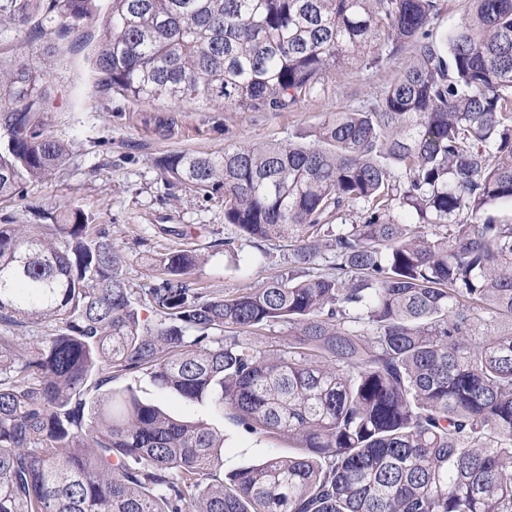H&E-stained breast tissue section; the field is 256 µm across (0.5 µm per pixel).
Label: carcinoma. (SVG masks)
<instances>
[{
  "mask_svg": "<svg viewBox=\"0 0 512 512\" xmlns=\"http://www.w3.org/2000/svg\"><path fill=\"white\" fill-rule=\"evenodd\" d=\"M47 35L98 0H14ZM111 0L91 58L134 100L284 111L353 60L406 56L305 142L178 152L167 177L224 223L288 240L294 270L234 295L187 275L133 288L79 206L0 224V512H512V0ZM24 62L0 70V201L70 145ZM357 216L330 230L327 220ZM332 252L324 270L321 248ZM154 313L150 324L140 309ZM282 349L240 345L278 323ZM41 335L26 336L33 327ZM141 373L292 451L224 474V434L112 386ZM464 0H445L447 4L443 14L435 25L439 36H446L448 31L460 22L463 12Z\"/></svg>",
  "mask_w": 512,
  "mask_h": 512,
  "instance_id": "obj_1",
  "label": "carcinoma"
}]
</instances>
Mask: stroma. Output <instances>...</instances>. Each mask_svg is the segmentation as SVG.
I'll return each mask as SVG.
<instances>
[{
    "label": "stroma",
    "instance_id": "1",
    "mask_svg": "<svg viewBox=\"0 0 512 512\" xmlns=\"http://www.w3.org/2000/svg\"><path fill=\"white\" fill-rule=\"evenodd\" d=\"M10 0H0V68H16L29 51L47 39L30 24L14 19ZM53 74L45 85L51 131L72 145L64 165L23 197L0 203V219L34 223L43 209L62 211L78 205L108 232L124 257L123 274L135 288L152 285L148 258L192 247L201 254L191 280L205 291L227 295L287 275L293 263L288 244L256 242L224 221V199L169 184L156 165L165 155L221 152L240 146L298 140L330 115L352 108L356 98L379 94L392 80L395 64L366 69L353 63L325 78L320 95L279 112H232L195 101H135L101 83L90 58L74 35L57 39ZM179 235H170V228ZM117 385L135 384L146 402L179 416L207 421L226 439L224 470L288 453L287 441L249 434L209 407L189 404L157 390L147 377L125 375Z\"/></svg>",
    "mask_w": 512,
    "mask_h": 512
}]
</instances>
